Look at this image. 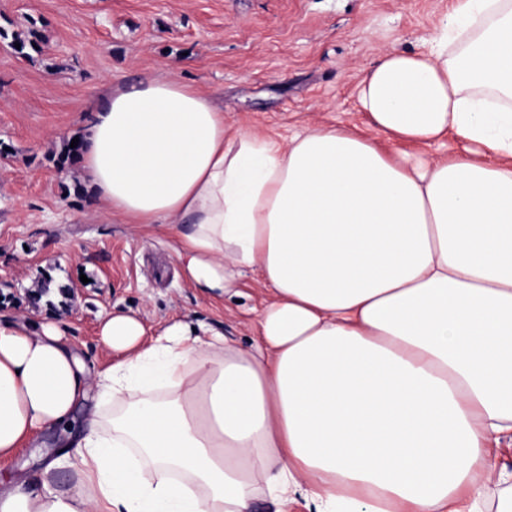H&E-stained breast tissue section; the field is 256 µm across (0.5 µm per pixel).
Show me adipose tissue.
I'll return each mask as SVG.
<instances>
[{"instance_id": "adipose-tissue-1", "label": "adipose tissue", "mask_w": 512, "mask_h": 512, "mask_svg": "<svg viewBox=\"0 0 512 512\" xmlns=\"http://www.w3.org/2000/svg\"><path fill=\"white\" fill-rule=\"evenodd\" d=\"M355 98L377 134L457 152L235 132L161 76L93 102L80 169L107 214L208 297L246 270L266 296L247 347L106 311L95 371L55 320L0 319V512H483L512 482V0H453Z\"/></svg>"}]
</instances>
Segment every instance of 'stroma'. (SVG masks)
Returning <instances> with one entry per match:
<instances>
[{"label":"stroma","mask_w":512,"mask_h":512,"mask_svg":"<svg viewBox=\"0 0 512 512\" xmlns=\"http://www.w3.org/2000/svg\"><path fill=\"white\" fill-rule=\"evenodd\" d=\"M452 0H0V317H56L90 368L107 359L98 316L148 334L176 321L249 345L252 275L240 301L193 288L168 239L103 216L78 162L58 166L89 104L163 74L200 85L234 126L288 137L365 127L354 88L382 51L421 50ZM35 37L21 56L15 37ZM65 294L37 298L43 280Z\"/></svg>","instance_id":"35a3bbf8"}]
</instances>
